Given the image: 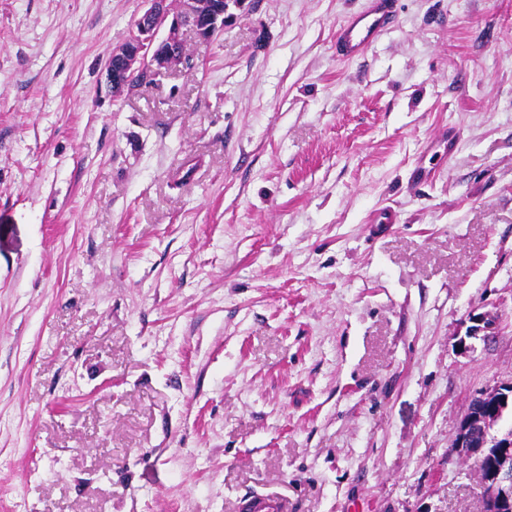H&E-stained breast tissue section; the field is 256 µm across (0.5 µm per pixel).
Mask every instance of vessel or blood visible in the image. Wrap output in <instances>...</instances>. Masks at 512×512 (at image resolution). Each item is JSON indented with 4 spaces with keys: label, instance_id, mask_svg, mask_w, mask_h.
Instances as JSON below:
<instances>
[{
    "label": "vessel or blood",
    "instance_id": "obj_1",
    "mask_svg": "<svg viewBox=\"0 0 512 512\" xmlns=\"http://www.w3.org/2000/svg\"><path fill=\"white\" fill-rule=\"evenodd\" d=\"M398 0H365L361 10L347 15L336 30L334 46L340 60L363 57L393 26ZM287 497L255 493L240 498L236 512H289Z\"/></svg>",
    "mask_w": 512,
    "mask_h": 512
}]
</instances>
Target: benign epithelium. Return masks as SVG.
Segmentation results:
<instances>
[{
  "mask_svg": "<svg viewBox=\"0 0 512 512\" xmlns=\"http://www.w3.org/2000/svg\"><path fill=\"white\" fill-rule=\"evenodd\" d=\"M146 8L135 21L131 35L112 49L106 66V80L112 93L118 95L131 84L141 86L152 82L156 73L172 69L189 61L184 34L189 31L201 42L211 40L224 29V23L234 18L228 13L229 5L243 9L246 0H180L182 7L175 10L170 0H144ZM487 313H473L469 326L458 345L469 351L472 345L467 340L482 337L487 339L494 333L495 324L488 323ZM496 398L498 403L487 412L467 415L457 429L456 448L466 446L471 431L480 428L486 434L501 419L503 410L512 398V383L497 388L494 392L479 397L483 401ZM506 448L500 465L496 466L499 480L495 481L484 498L485 512H512V464L509 452L512 442L502 444Z\"/></svg>",
  "mask_w": 512,
  "mask_h": 512,
  "instance_id": "benign-epithelium-1",
  "label": "benign epithelium"
}]
</instances>
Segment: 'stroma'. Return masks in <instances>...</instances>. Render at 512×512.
Wrapping results in <instances>:
<instances>
[{
	"mask_svg": "<svg viewBox=\"0 0 512 512\" xmlns=\"http://www.w3.org/2000/svg\"><path fill=\"white\" fill-rule=\"evenodd\" d=\"M363 4L251 0L116 97L142 0H0V512H484L512 0H400L340 61ZM399 0H365L364 7L347 15L336 30V56L343 61L363 57L393 26ZM490 320V315L487 313H471L469 316V325L466 328L464 337H460L458 341V345L465 352L469 351L472 348L471 344H467V339L477 338L482 336V338L488 339L491 334H494V330L496 328V323L493 321L491 324L487 323ZM494 396H496L495 400H499V402L496 403L491 411L481 412L473 415L466 414L464 419L460 422L456 436V438H458V441L456 442V448H458V450L465 448L469 439V435L473 429L481 428L485 434H490V429L494 426L495 423L498 422L499 419H501L503 410L507 408L509 399L511 401L512 383L500 386L493 393L476 398L483 401ZM482 431L478 430L472 433V443L475 445V448H484L483 453L485 456H487V458L486 460H483V465L487 475H492L493 464L491 461V456L496 455L498 448L491 444V438H489L488 441L485 440ZM288 497L254 493L237 501V512H289Z\"/></svg>",
	"mask_w": 512,
	"mask_h": 512,
	"instance_id": "35a3bbf8",
	"label": "stroma"
}]
</instances>
